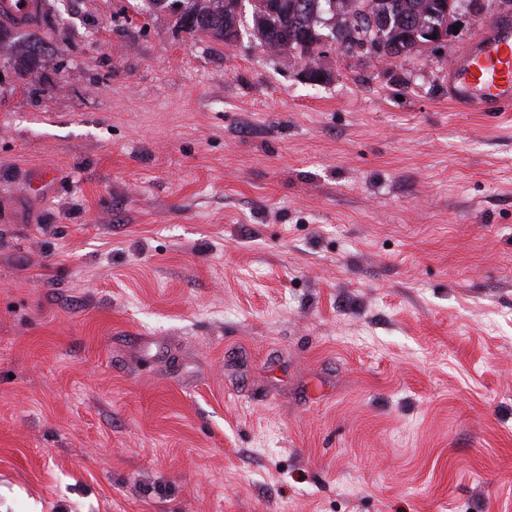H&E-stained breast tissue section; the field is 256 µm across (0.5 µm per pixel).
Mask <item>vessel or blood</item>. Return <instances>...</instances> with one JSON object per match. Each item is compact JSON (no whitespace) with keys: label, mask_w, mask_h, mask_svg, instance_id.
I'll use <instances>...</instances> for the list:
<instances>
[{"label":"vessel or blood","mask_w":512,"mask_h":512,"mask_svg":"<svg viewBox=\"0 0 512 512\" xmlns=\"http://www.w3.org/2000/svg\"><path fill=\"white\" fill-rule=\"evenodd\" d=\"M40 0H0V14L26 20L40 13ZM450 94L481 112L512 108V20L496 19L448 66Z\"/></svg>","instance_id":"b4317fda"}]
</instances>
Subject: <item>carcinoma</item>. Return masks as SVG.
<instances>
[{"mask_svg": "<svg viewBox=\"0 0 512 512\" xmlns=\"http://www.w3.org/2000/svg\"><path fill=\"white\" fill-rule=\"evenodd\" d=\"M183 5L179 20L191 33H204L224 42L237 38L235 28L242 25L241 14L224 15V0H211L213 7H202L199 0H175ZM258 12L251 13L249 35L275 53L297 51L313 59L322 53L319 36L330 4H335V33L332 38L348 55L374 34L378 20L384 21L380 58H398L413 53L416 25L420 21L442 24L459 8L461 0H369L366 8L357 0H257Z\"/></svg>", "mask_w": 512, "mask_h": 512, "instance_id": "carcinoma-1", "label": "carcinoma"}]
</instances>
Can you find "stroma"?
I'll return each mask as SVG.
<instances>
[{
    "instance_id": "obj_1",
    "label": "stroma",
    "mask_w": 512,
    "mask_h": 512,
    "mask_svg": "<svg viewBox=\"0 0 512 512\" xmlns=\"http://www.w3.org/2000/svg\"><path fill=\"white\" fill-rule=\"evenodd\" d=\"M42 2L0 23V512H512V111L448 99L495 0L316 85Z\"/></svg>"
}]
</instances>
